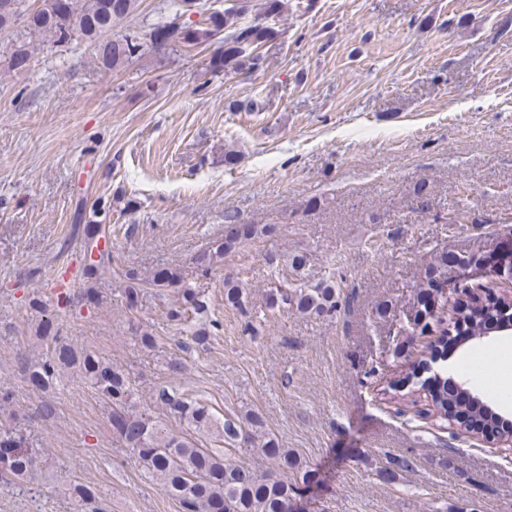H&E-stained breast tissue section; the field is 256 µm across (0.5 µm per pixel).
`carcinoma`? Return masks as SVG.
Here are the masks:
<instances>
[{
	"instance_id": "obj_1",
	"label": "carcinoma",
	"mask_w": 512,
	"mask_h": 512,
	"mask_svg": "<svg viewBox=\"0 0 512 512\" xmlns=\"http://www.w3.org/2000/svg\"><path fill=\"white\" fill-rule=\"evenodd\" d=\"M9 1V11L0 10V30L23 22V40L6 60V69L25 74L30 61L41 44L53 39L69 42L74 38L95 44L96 59L108 69H120L142 56L147 50L169 48L193 50L205 46L224 33V49L209 62L211 71L250 73L263 65V57L254 53L259 45L279 36V31L262 23L269 16H279L288 10V0H261L258 14L250 23L240 22L246 7L228 8L213 12L197 24L177 26L181 16L178 8L187 0H170L172 9L148 25L143 34L116 35L112 29L128 19L138 8L139 0H41L30 8L26 0ZM270 227L255 224H228L224 236L212 241L193 257L200 275L206 277L224 262V256L236 251L241 244L258 234H267ZM100 230L84 229L79 256V277L93 280L99 271L112 268V251H101L98 259H90ZM125 283V306L138 310L144 295L170 291L173 300L167 308L168 320L176 324L186 315H204L207 304L202 292L185 281L177 266L156 268L142 274L135 269L119 272ZM434 278L420 285V293L427 301L414 319V326L426 331L431 322H442L443 309L448 301L440 299L433 288ZM271 310L296 311L302 314L329 315L336 311L335 286L330 283L314 288H271L266 293ZM104 299V291L90 283L78 293L61 289L56 295V306L62 308L96 307ZM224 301L244 312L245 289L237 282L224 280ZM512 307V302L500 298L496 302L474 297L466 307L454 309L455 322L468 324L469 335L484 336L491 331L488 315ZM218 321L203 324L192 333V341L206 346ZM132 332L144 348L157 346V337L149 326L137 321ZM38 339L50 348V353L39 360L26 355L18 358L19 369L30 388L42 394L33 415L42 422L55 418L57 408L48 393L64 372L80 377L85 384L100 393L106 403L108 421L118 441L132 454L134 464L161 490L177 501L181 512H289V505L298 493L297 483L288 481V470L303 471L292 452L269 432L261 416L255 412L224 416L218 420L206 405L188 395L165 386L154 389L151 402L163 415L184 425L188 433L169 428L160 417L137 410L135 389L128 371L97 353L60 335L50 320L38 327ZM434 373L429 396L434 410L448 416L456 400L448 395V368L437 364L434 358L423 359L409 368L406 378L420 379L421 373ZM471 423L485 428L491 424L493 413L482 404L462 405ZM216 435L224 442V453L218 454L199 444V437ZM39 449L34 447L31 432L15 421L0 420V469L8 471L18 487L38 471ZM100 495L98 488L76 483L71 496L77 503L93 502Z\"/></svg>"
}]
</instances>
